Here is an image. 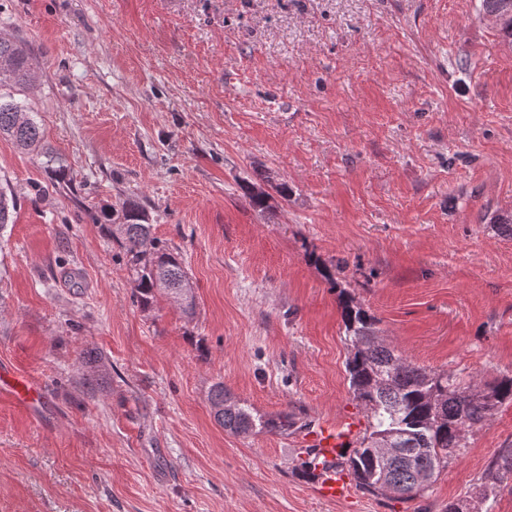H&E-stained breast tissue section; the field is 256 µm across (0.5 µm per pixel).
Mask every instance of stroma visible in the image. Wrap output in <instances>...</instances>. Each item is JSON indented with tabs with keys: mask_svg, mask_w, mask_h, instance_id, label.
Returning a JSON list of instances; mask_svg holds the SVG:
<instances>
[{
	"mask_svg": "<svg viewBox=\"0 0 512 512\" xmlns=\"http://www.w3.org/2000/svg\"><path fill=\"white\" fill-rule=\"evenodd\" d=\"M49 155L0 137V512H447L512 446V402L421 497L319 495L320 420L366 430L340 292L429 372L512 376V47L480 0H0ZM54 159L71 189L47 185ZM287 183L249 206L243 181ZM196 314L142 310L93 214L126 198ZM288 434L214 420L215 383ZM0 396H10L31 415L36 413L41 402L38 382L19 376L4 364H0Z\"/></svg>",
	"mask_w": 512,
	"mask_h": 512,
	"instance_id": "obj_1",
	"label": "stroma"
}]
</instances>
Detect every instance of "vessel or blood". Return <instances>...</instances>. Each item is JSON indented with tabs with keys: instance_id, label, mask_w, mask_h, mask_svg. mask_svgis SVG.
I'll list each match as a JSON object with an SVG mask.
<instances>
[{
	"instance_id": "vessel-or-blood-1",
	"label": "vessel or blood",
	"mask_w": 512,
	"mask_h": 512,
	"mask_svg": "<svg viewBox=\"0 0 512 512\" xmlns=\"http://www.w3.org/2000/svg\"><path fill=\"white\" fill-rule=\"evenodd\" d=\"M0 396L11 397L28 414H35L40 402L41 391L37 381L19 376L11 367L0 364ZM356 425L343 426L325 422L318 426L310 436V443L319 456L325 460V467L314 471V484L321 495L330 499L349 497L353 484L350 477L333 469L344 443L350 441L356 432Z\"/></svg>"
}]
</instances>
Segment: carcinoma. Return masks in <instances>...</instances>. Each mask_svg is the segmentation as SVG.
I'll return each mask as SVG.
<instances>
[{
	"label": "carcinoma",
	"mask_w": 512,
	"mask_h": 512,
	"mask_svg": "<svg viewBox=\"0 0 512 512\" xmlns=\"http://www.w3.org/2000/svg\"><path fill=\"white\" fill-rule=\"evenodd\" d=\"M481 8L496 18L502 39L512 44V0H481ZM0 136L15 145L36 151L43 140L35 113L16 101L5 89L30 88L36 76L24 48L17 42L0 37ZM274 193L251 183L245 196L258 210L269 208L273 194L288 197V185L272 186ZM16 200L0 190V230L6 227L15 210ZM148 215L135 200L122 203L116 212L110 233L123 248L126 266L134 283V296L145 310L157 298L180 302L182 313L195 315V299L179 301L182 289L189 285L182 258L162 245L152 234ZM342 319L350 342L346 362L353 398L372 422L358 446L353 448L342 466L362 491L378 495L383 486L391 485L402 500H411L430 489L419 483L418 461L426 459L440 471L464 451V432L492 419L499 407L512 402V377H503L486 387L478 386L448 373H429L412 365L403 354L386 346L377 336L375 319L350 298H342ZM214 419L225 430L237 435L254 432L286 434L296 422L292 415L280 412L255 417L250 408L233 399L217 383L210 393ZM390 442L397 448L389 461L379 458L378 446ZM512 479V448L497 453L476 487L475 503L481 504L505 481Z\"/></svg>",
	"instance_id": "cac0c4a2"
}]
</instances>
